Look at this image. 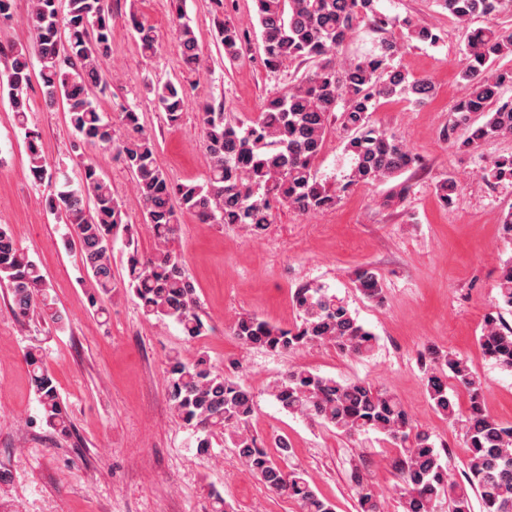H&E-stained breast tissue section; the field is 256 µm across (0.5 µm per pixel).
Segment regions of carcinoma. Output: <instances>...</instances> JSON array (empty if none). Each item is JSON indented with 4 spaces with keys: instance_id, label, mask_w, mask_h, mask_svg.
<instances>
[{
    "instance_id": "cac0c4a2",
    "label": "carcinoma",
    "mask_w": 512,
    "mask_h": 512,
    "mask_svg": "<svg viewBox=\"0 0 512 512\" xmlns=\"http://www.w3.org/2000/svg\"><path fill=\"white\" fill-rule=\"evenodd\" d=\"M173 23L185 69L198 72L204 60L198 38L186 18L185 0H172ZM260 30L265 67L278 72L295 63L301 72L275 96L267 99L256 118L244 125L224 117V106L203 102L198 107L200 129L209 163L202 184L171 182L157 163L156 139L135 105L116 104L117 112L99 110L98 99L110 93L104 62L112 51V0H30L28 25L34 50L10 48L0 72L7 85L18 126L24 131L30 175L36 181L52 179L42 152L41 134L27 126L26 99L33 77H39L46 106L65 102L69 123L88 145L112 153L129 170L143 206V219L155 247L145 252L128 222L124 204L112 191L100 165H82L78 182L64 178L62 190L49 195L46 209L65 224L78 245L81 263L92 293L91 305L119 289L133 293L143 315L175 322L189 340L203 336L207 326L199 313L195 287L185 275L181 254L170 248L179 224L178 212H189L203 224H237L250 234H261L270 223L273 207L299 213L325 210L336 204L318 178L315 162L331 124L339 122L341 146L349 169L345 186L387 181L413 169L419 158L401 141L369 123L379 99L412 98L423 102L435 96V84L415 78L393 65L403 45L383 39L377 53L345 63L336 54L363 23L384 31L389 19L378 9L379 0H252ZM216 40L230 63L242 56L245 32L224 16L223 0H212ZM448 16L465 28L464 62L459 70L463 93L448 121L447 139L456 150L470 153L490 139L512 137V98L503 92L512 87V67L500 64L512 53V32L492 20L512 14V0H438ZM475 17L490 20L484 27L468 28ZM130 23L140 50L146 56L158 51L155 30L136 15ZM406 41L434 45L436 29L423 20L402 19ZM41 64L34 72L32 56ZM152 102L170 126L183 120L186 90L170 78L147 87ZM125 134L117 139L114 126ZM489 183H512V154L500 156L481 170ZM435 190L442 202L452 200L458 181L452 175ZM122 242L126 278L112 273V252ZM0 282L11 294L10 311L24 319L38 312L57 328L65 315L50 295L37 264L15 242L7 225L0 224ZM357 287L369 300L381 298L377 271L362 267ZM498 312L485 316L479 345L484 356L512 371V327L501 311L512 312V261L500 269ZM300 324L284 329L251 315L231 327L243 344L275 352H293L315 345H332L350 356L369 354L374 334L322 286L305 285L294 294ZM426 383L434 408L445 417L457 414V390L468 396L465 423L467 470L465 484L452 480L432 435L415 426L392 395L362 381H338L306 367H290L269 386V394L293 416L320 421L352 437L368 431L385 435L398 448L394 467L402 477L403 512H471L469 492L477 496L481 512H512V425L489 415L483 405L479 378L467 362L437 349L424 355ZM30 382L39 402L42 420L53 432L67 435L69 418L42 353H25ZM166 390L171 408L197 433L196 448L207 455L216 433L230 432L239 460L265 487L299 504L300 512H334V505L315 493L305 471L287 469L288 438L272 440L275 452L250 432L254 395L244 384L226 375L199 353L168 355ZM383 493L362 486L358 512H385Z\"/></svg>"
}]
</instances>
